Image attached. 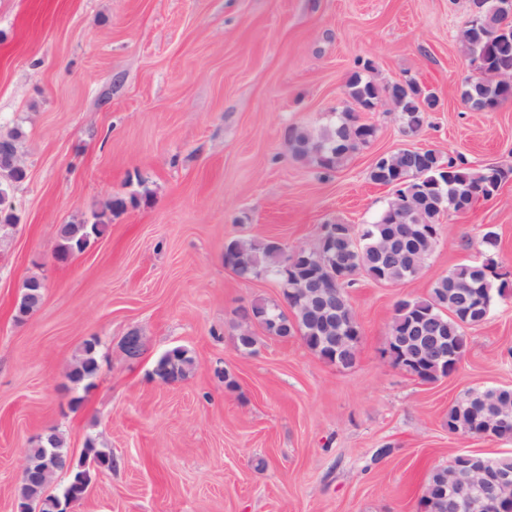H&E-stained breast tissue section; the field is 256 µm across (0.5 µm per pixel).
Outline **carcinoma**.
I'll return each instance as SVG.
<instances>
[{
    "label": "carcinoma",
    "mask_w": 512,
    "mask_h": 512,
    "mask_svg": "<svg viewBox=\"0 0 512 512\" xmlns=\"http://www.w3.org/2000/svg\"><path fill=\"white\" fill-rule=\"evenodd\" d=\"M460 52L469 61L481 59L483 66L492 72L512 69V33L497 38L490 46H476L466 35L459 39ZM346 93L350 100L365 111L374 110L377 100L384 98L394 104L395 113L403 132L414 135L421 131L428 112L437 107V99L426 95L418 100V82L412 78L405 84L395 82L383 86L364 77L359 72L350 75L346 83ZM490 97L486 106L494 110L512 99V90L503 91L495 85L484 87ZM377 128L360 122L357 111L347 106L336 113L334 121L317 130L304 126L288 128V145L292 154L299 160L322 168L336 170L360 148L368 145L375 137ZM10 152L20 159L19 134L8 131L0 134V154ZM25 171L13 169L10 165L0 166V194L11 193L24 181ZM504 172L488 166L473 171L462 160H445L434 149L420 152L416 149L399 148L381 155L379 161L371 165L369 179L380 186H389L393 180H400L404 188L392 192L386 206L371 224H365L356 231L349 224L334 223L336 240L330 251L323 250L325 243L320 238L304 246L312 252L309 265L299 264L300 273L313 275L317 284L326 282L328 267L346 269L350 277L336 285V319L326 325L316 321L307 307L305 299L297 297L292 304V316H287L278 305H270L255 300L239 308L235 313L234 327L238 330L253 321L262 322L265 333L279 339L299 335L306 346L320 359L341 368H350L357 361V352L362 335L361 326L349 300L348 288L356 277L364 276L378 283L398 284L410 278L411 272L419 271L433 251L437 242L435 231L440 228L445 210L433 201L435 182H441L440 190L448 197H462L468 193L473 201L489 198L500 186ZM129 202L137 203L132 197ZM127 200H109L104 209L93 215L90 222L62 224L58 229V242L54 258L60 263L69 261L82 253L91 241L100 237L111 221L112 212L126 207ZM485 263H472L459 266L435 281L430 294L421 300H400L395 304L389 334L399 333L405 338L408 356L424 358L423 369L418 376L423 382H436L450 376L446 365L438 358L428 356L433 347L434 335L446 340H457L466 345V329L477 327L485 322L483 308L466 306L464 302L471 292L464 285L473 282L474 269L486 266L489 270L479 284L489 295L503 296L512 291V282L499 272L493 253L498 247V236L493 231L484 233ZM286 246L275 239L259 241L234 238L224 244V252L232 258V269L240 277L266 275L280 280V268ZM43 280L31 277L22 286L21 295L28 299H18L14 305L13 317L24 323L31 318L41 304ZM236 350L242 354L256 351L258 338L253 334L240 332L235 337ZM98 339L92 337L84 341L76 356L68 379L76 388L88 389L99 369L97 359ZM194 369V358L183 346H175L159 356L152 368V376L163 383H174L185 379ZM466 391L448 408V419L454 431L463 436L476 434L478 424L492 426L494 418L481 413V406ZM52 447L60 453V471L68 474L64 494L83 496L91 482V472L85 468V459L90 457L99 467L112 468V454L88 444L84 459L76 465H69V455L64 450L63 438L52 429L36 440L29 448L28 456L41 454L42 447ZM448 476L444 466L433 468L419 499L423 512H432L430 502L434 500L436 488ZM47 483L42 480L22 482L18 487L20 509H39V512H59L60 498L45 493Z\"/></svg>",
    "instance_id": "obj_1"
}]
</instances>
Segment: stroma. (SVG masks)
Instances as JSON below:
<instances>
[{
  "mask_svg": "<svg viewBox=\"0 0 512 512\" xmlns=\"http://www.w3.org/2000/svg\"><path fill=\"white\" fill-rule=\"evenodd\" d=\"M467 19L466 0H0V130L21 131L27 170L10 195L19 224L0 243V512H19L21 464L50 428L72 459L90 438L112 455L74 512H418L449 457L512 456L510 440L448 431L465 391L512 387V298L468 330L447 378L424 383L384 358L395 303L483 260L485 229L499 234L495 259L512 280V100L464 103ZM359 70L381 85L415 78L439 105L412 137L394 113H361L377 135L337 170L295 159L287 128L332 121ZM407 146L509 175L494 197L443 216L417 277L358 278L351 368L297 335H264L240 354L235 309L280 302L281 287L239 278L225 242L275 237L293 249L326 223H372L390 196L370 181L372 160ZM134 194L140 206L55 261L59 225ZM32 276L44 299L19 324L12 305ZM133 330L146 343L137 359L121 349ZM93 336L99 369L74 410L67 372ZM175 346L195 370L152 378Z\"/></svg>",
  "mask_w": 512,
  "mask_h": 512,
  "instance_id": "stroma-1",
  "label": "stroma"
}]
</instances>
